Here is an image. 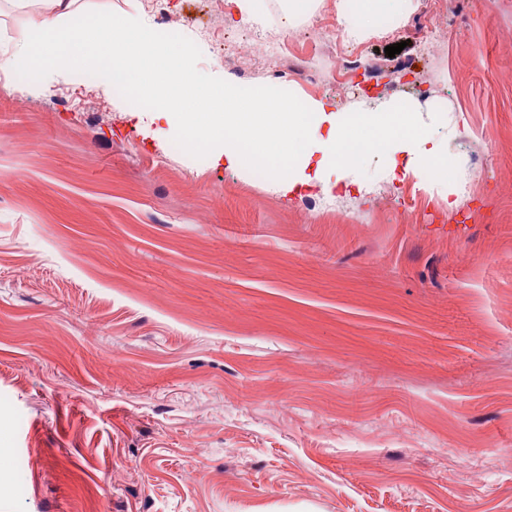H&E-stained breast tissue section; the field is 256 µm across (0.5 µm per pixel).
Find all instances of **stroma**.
Masks as SVG:
<instances>
[{
	"label": "stroma",
	"mask_w": 512,
	"mask_h": 512,
	"mask_svg": "<svg viewBox=\"0 0 512 512\" xmlns=\"http://www.w3.org/2000/svg\"><path fill=\"white\" fill-rule=\"evenodd\" d=\"M173 6L199 80L181 110L227 81L255 95L206 25L332 65L302 33L338 0ZM399 24L357 41L364 94L274 92L355 110L428 90L447 178L367 155L347 217L283 194L274 156L254 187L95 65L0 83V512H512V0H413Z\"/></svg>",
	"instance_id": "35a3bbf8"
}]
</instances>
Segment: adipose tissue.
<instances>
[{
    "label": "adipose tissue",
    "instance_id": "1",
    "mask_svg": "<svg viewBox=\"0 0 512 512\" xmlns=\"http://www.w3.org/2000/svg\"><path fill=\"white\" fill-rule=\"evenodd\" d=\"M77 0H11L20 10L35 7L37 38L14 43L9 52H0V71L20 67L59 68L78 72L93 59H104V77L113 71L140 80V88L152 96L158 117L184 124L196 144L213 147L216 159L230 167H247L265 161L277 152L288 164L309 161L321 153L322 161L313 172L298 171L301 184H318L326 190L338 188L340 179L357 167L352 154L357 146L403 153L409 163L426 164L447 173L448 156L432 139L417 131L415 121L396 106L347 114L327 111L317 101H273L267 98L243 99L232 84L213 93L214 107L206 112L177 110L175 99L156 93L155 78L149 65L168 62L182 89L195 90L196 78L182 64L183 57L160 42L147 25L125 16L105 17L98 39L85 42L75 38L69 26ZM412 0H344L340 10L344 32L357 38L366 32L363 19L389 13L402 16ZM330 124L329 137H321L323 124Z\"/></svg>",
    "mask_w": 512,
    "mask_h": 512
}]
</instances>
